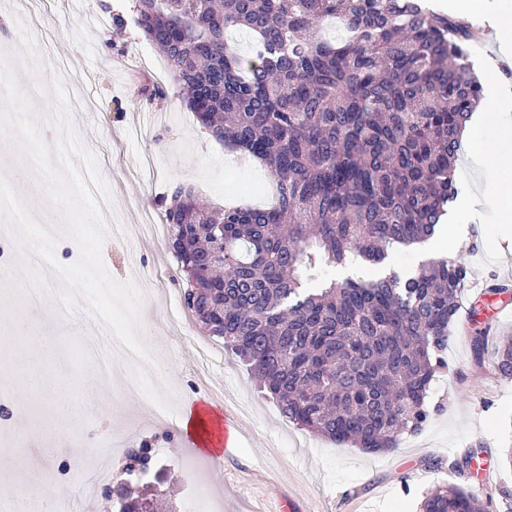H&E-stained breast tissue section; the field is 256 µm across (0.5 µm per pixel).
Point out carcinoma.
Listing matches in <instances>:
<instances>
[{
    "instance_id": "1",
    "label": "carcinoma",
    "mask_w": 512,
    "mask_h": 512,
    "mask_svg": "<svg viewBox=\"0 0 512 512\" xmlns=\"http://www.w3.org/2000/svg\"><path fill=\"white\" fill-rule=\"evenodd\" d=\"M169 82L224 148L264 167L273 203L204 208L177 186L166 216L186 238L209 335L297 426L368 452L428 420L426 398L468 272L446 256L376 270L436 234L458 194L461 132L480 104L469 24L424 0H134ZM336 21L343 41L323 27ZM231 30L252 37L240 53ZM361 259L371 274L338 278ZM512 374V340L497 349ZM422 512H487L438 487Z\"/></svg>"
}]
</instances>
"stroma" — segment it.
<instances>
[{"instance_id": "35a3bbf8", "label": "stroma", "mask_w": 512, "mask_h": 512, "mask_svg": "<svg viewBox=\"0 0 512 512\" xmlns=\"http://www.w3.org/2000/svg\"><path fill=\"white\" fill-rule=\"evenodd\" d=\"M132 0H36L23 27L0 26V51L19 56L20 29L36 40V53L60 61L69 87L80 88L87 106L70 112L71 127L81 143L98 157L119 226L166 221L164 199L179 185L193 187L207 204L220 206L245 199L271 202L264 169L235 162L223 146L201 129L177 89L169 87L160 51L140 34ZM462 146L456 168L460 193L472 201L475 222L466 224L462 249L439 243L434 256H448L468 269L469 298L482 308L512 305V223L501 221L495 187L498 169ZM102 258L108 274L136 282L141 295L140 327L158 337L150 348L151 373L140 397H125L107 386L95 363L77 358L91 311L83 295L73 299V318L57 319L52 307L27 313L23 338L0 328V344H37L49 338L61 348L65 370L86 382L100 408L85 419L80 447L68 444L70 424L54 413L56 401L35 390L27 374L11 381L17 400L27 404L35 426H56L58 441L40 445L38 460L51 470L62 461L81 464L102 456L123 461L127 449L148 445L161 467L164 502L188 512L191 483L208 487L212 512H254L292 496L297 512H421V503L440 485L470 490L475 476L466 461L484 454L495 474L483 499L490 512L512 507V386H505L486 351L475 363L467 328L454 325L446 354L430 395L436 408L422 431L404 436L397 447L367 453L338 445L300 429L262 393L250 372L221 339L207 335L188 311L183 274L169 237L116 238L106 232ZM159 272L153 283L140 272ZM209 344L207 376L196 372V342ZM210 393L237 414L243 435L224 459L223 474L209 461L182 447L176 427L184 401ZM167 407L166 419L145 408L147 399Z\"/></svg>"}]
</instances>
